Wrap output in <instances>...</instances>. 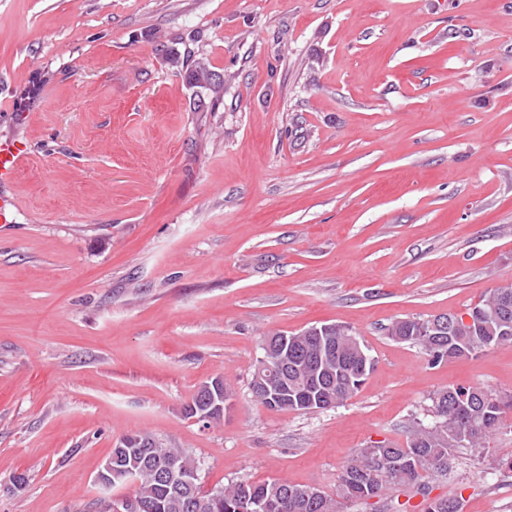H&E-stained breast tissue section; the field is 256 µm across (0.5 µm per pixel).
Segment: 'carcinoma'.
<instances>
[{
    "label": "carcinoma",
    "mask_w": 512,
    "mask_h": 512,
    "mask_svg": "<svg viewBox=\"0 0 512 512\" xmlns=\"http://www.w3.org/2000/svg\"><path fill=\"white\" fill-rule=\"evenodd\" d=\"M196 89V110L204 108V94L220 96L221 78L201 62L186 68ZM446 329H430L433 319L400 318L387 328L391 338L419 347L431 363L476 358L499 346L512 345V283L493 288L463 314H447ZM283 333L265 337L268 349L258 360L251 389L266 409L308 413L334 409L352 398L374 367L367 347L349 326L340 323L312 326L288 335V366L276 345ZM201 384L184 413L208 427L224 418L204 401ZM433 421L416 423L406 445L390 443L358 450L338 476L336 494L318 491L304 498V486L284 480L251 483L233 480L203 492L200 462L181 448L167 446L149 433L121 438L105 465L119 476L137 473L134 512H343L347 502H366L406 487L426 501L424 512H463L459 497L429 498L432 480L448 475L453 453L460 447L481 454L483 441L498 431L512 412V393L501 394L477 385H450L431 397Z\"/></svg>",
    "instance_id": "carcinoma-1"
}]
</instances>
